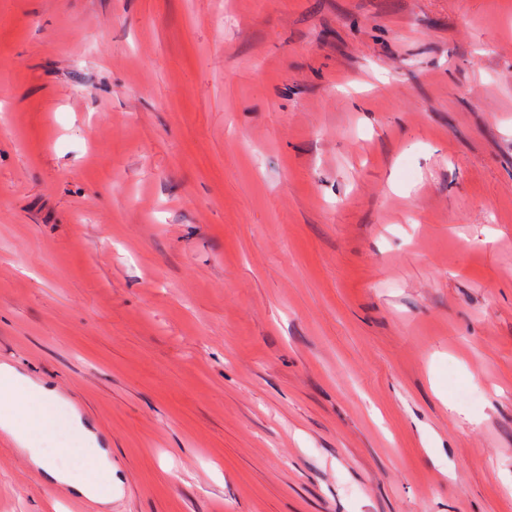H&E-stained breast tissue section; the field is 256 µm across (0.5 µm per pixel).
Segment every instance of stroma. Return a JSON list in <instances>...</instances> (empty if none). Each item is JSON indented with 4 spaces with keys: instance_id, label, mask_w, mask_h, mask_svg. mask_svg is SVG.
Segmentation results:
<instances>
[{
    "instance_id": "stroma-1",
    "label": "stroma",
    "mask_w": 512,
    "mask_h": 512,
    "mask_svg": "<svg viewBox=\"0 0 512 512\" xmlns=\"http://www.w3.org/2000/svg\"><path fill=\"white\" fill-rule=\"evenodd\" d=\"M0 512H512V0H0ZM57 397L8 364H0V431L15 441L17 449L27 453L34 472L44 473L53 481L68 484L97 502L112 500V461L100 448H89V467L73 473L57 465L72 448L34 446L52 422Z\"/></svg>"
}]
</instances>
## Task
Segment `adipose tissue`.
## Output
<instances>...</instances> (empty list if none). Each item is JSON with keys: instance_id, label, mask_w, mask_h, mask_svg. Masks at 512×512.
<instances>
[{"instance_id": "ef3b65f1", "label": "adipose tissue", "mask_w": 512, "mask_h": 512, "mask_svg": "<svg viewBox=\"0 0 512 512\" xmlns=\"http://www.w3.org/2000/svg\"><path fill=\"white\" fill-rule=\"evenodd\" d=\"M56 403L53 393L14 367L0 364V431L10 435L20 451L28 454L35 472L70 485L94 501H110L112 462L105 451L94 447L89 467L75 473L58 465L70 455V448L36 447L35 441L44 435Z\"/></svg>"}]
</instances>
